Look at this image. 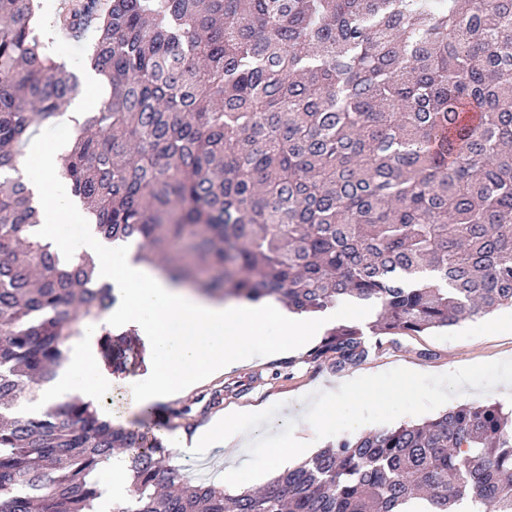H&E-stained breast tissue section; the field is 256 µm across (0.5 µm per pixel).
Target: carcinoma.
I'll list each match as a JSON object with an SVG mask.
<instances>
[{
    "mask_svg": "<svg viewBox=\"0 0 512 512\" xmlns=\"http://www.w3.org/2000/svg\"><path fill=\"white\" fill-rule=\"evenodd\" d=\"M34 0H0V512H512V411L451 408L320 450L229 496L165 464L168 446L89 402H36L85 321L116 303L84 257L59 267L18 156L78 92L40 49ZM110 88L62 177L106 240L175 281L316 313L371 303L375 336L512 307V0H70ZM104 361L127 367L107 334ZM373 346L332 328L310 360Z\"/></svg>",
    "mask_w": 512,
    "mask_h": 512,
    "instance_id": "obj_1",
    "label": "carcinoma"
}]
</instances>
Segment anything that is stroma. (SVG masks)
Listing matches in <instances>:
<instances>
[{
  "mask_svg": "<svg viewBox=\"0 0 512 512\" xmlns=\"http://www.w3.org/2000/svg\"><path fill=\"white\" fill-rule=\"evenodd\" d=\"M46 50L65 70L87 80L90 68V38L50 39ZM468 367L469 378L457 382L450 368ZM512 367V327L490 328L485 319L468 320L450 328L420 334H400L372 353L359 365L337 369L332 361H311L307 352L271 356L255 349L249 363L225 371L224 375L202 382L178 396L155 404L152 414H135L141 429L170 438L177 431L194 432L213 416L236 407L254 406L258 420H246V443L237 450L257 472L267 470L276 449L292 431L291 419L312 409L311 398L321 388L347 384L360 392L356 409L359 429L394 428L403 423H423L446 410L470 404L500 403L512 408V384L488 390L487 383L501 369ZM188 409L184 427L171 420L173 412ZM356 429V430H359ZM356 430L346 423L315 436L316 448H325ZM170 465L182 467L195 480L221 482L224 462L206 453L171 451Z\"/></svg>",
  "mask_w": 512,
  "mask_h": 512,
  "instance_id": "35a3bbf8",
  "label": "stroma"
}]
</instances>
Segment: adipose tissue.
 <instances>
[{
	"label": "adipose tissue",
	"mask_w": 512,
	"mask_h": 512,
	"mask_svg": "<svg viewBox=\"0 0 512 512\" xmlns=\"http://www.w3.org/2000/svg\"><path fill=\"white\" fill-rule=\"evenodd\" d=\"M68 150L64 140L50 147L36 144L29 157L19 164L39 212V222L32 232L49 243L61 261H69L81 253L92 257L95 278L111 286L117 301L103 322L84 324L67 367L43 387V402L55 403L76 392L84 401L97 405L110 402L115 391L129 386L134 390L136 407L146 412L202 379L246 364L252 347L260 346L271 353L297 352L334 318L366 316L364 305L342 301L312 323L301 315L287 312L273 300L247 305L207 297L176 284L159 267L136 262L133 247L104 240L75 202L60 176ZM63 221L82 225L79 245H70L57 236L55 227ZM104 326L136 329L148 342L150 364L138 383H130L128 377L113 373L99 358L93 341ZM272 327L279 334L274 341L268 338ZM313 404L310 414L294 420L293 435L278 450L277 471L291 469L307 454V431L334 424L347 406L343 395L332 389L315 396ZM239 421V414H228L194 435L177 433L175 447L224 453L241 437Z\"/></svg>",
	"instance_id": "ef3b65f1"
}]
</instances>
